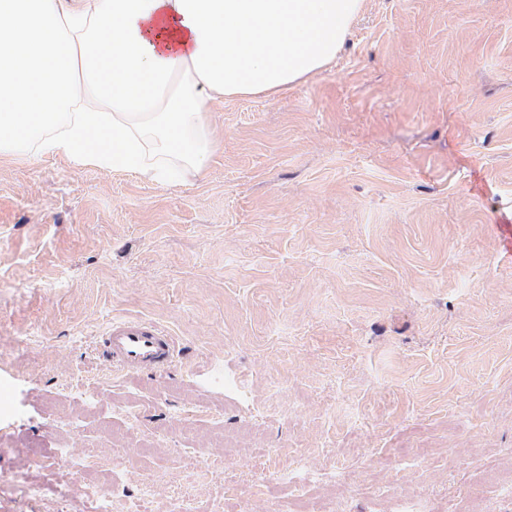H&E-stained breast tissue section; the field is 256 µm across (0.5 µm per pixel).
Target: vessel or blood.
I'll return each mask as SVG.
<instances>
[{
	"instance_id": "obj_1",
	"label": "vessel or blood",
	"mask_w": 512,
	"mask_h": 512,
	"mask_svg": "<svg viewBox=\"0 0 512 512\" xmlns=\"http://www.w3.org/2000/svg\"><path fill=\"white\" fill-rule=\"evenodd\" d=\"M171 336L141 319L114 321L104 340L106 355L126 371L160 368L172 359Z\"/></svg>"
}]
</instances>
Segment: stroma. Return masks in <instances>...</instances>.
<instances>
[{
	"mask_svg": "<svg viewBox=\"0 0 512 512\" xmlns=\"http://www.w3.org/2000/svg\"><path fill=\"white\" fill-rule=\"evenodd\" d=\"M208 120L177 186L0 157V512H84L62 446L109 455L112 512L145 484L152 512H277L252 486L298 457L346 512H512L477 479L512 470V0H365L324 71ZM123 318L172 362L113 370Z\"/></svg>",
	"mask_w": 512,
	"mask_h": 512,
	"instance_id": "1",
	"label": "stroma"
}]
</instances>
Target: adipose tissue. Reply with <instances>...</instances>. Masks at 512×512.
Segmentation results:
<instances>
[{"instance_id":"adipose-tissue-1","label":"adipose tissue","mask_w":512,"mask_h":512,"mask_svg":"<svg viewBox=\"0 0 512 512\" xmlns=\"http://www.w3.org/2000/svg\"><path fill=\"white\" fill-rule=\"evenodd\" d=\"M364 0H0V155L167 185L217 144L215 105L322 72Z\"/></svg>"}]
</instances>
